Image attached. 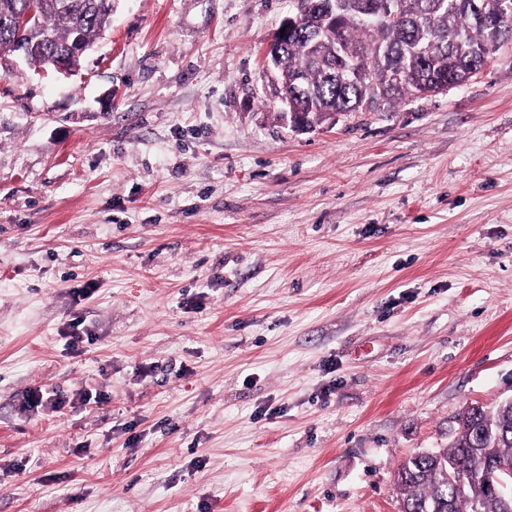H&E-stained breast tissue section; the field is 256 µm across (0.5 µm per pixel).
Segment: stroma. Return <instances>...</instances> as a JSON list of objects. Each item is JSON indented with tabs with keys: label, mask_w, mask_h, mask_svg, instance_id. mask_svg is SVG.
<instances>
[{
	"label": "stroma",
	"mask_w": 512,
	"mask_h": 512,
	"mask_svg": "<svg viewBox=\"0 0 512 512\" xmlns=\"http://www.w3.org/2000/svg\"><path fill=\"white\" fill-rule=\"evenodd\" d=\"M298 11L112 0L76 73L0 65V512H400L512 397V42L297 130Z\"/></svg>",
	"instance_id": "stroma-1"
}]
</instances>
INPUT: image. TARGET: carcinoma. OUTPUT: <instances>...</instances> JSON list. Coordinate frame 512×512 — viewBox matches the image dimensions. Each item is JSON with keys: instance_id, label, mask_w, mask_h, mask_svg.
Masks as SVG:
<instances>
[{"instance_id": "obj_1", "label": "carcinoma", "mask_w": 512, "mask_h": 512, "mask_svg": "<svg viewBox=\"0 0 512 512\" xmlns=\"http://www.w3.org/2000/svg\"><path fill=\"white\" fill-rule=\"evenodd\" d=\"M30 0H0V60L19 53L20 42L32 45L27 65L53 69L54 57L65 54L80 65L84 54L69 44L81 34L84 50L111 25L112 11L101 0H37V13L17 36V20ZM365 0H340L336 24L312 33L292 35L280 58L281 95L292 100L306 124L354 112L369 97V86L349 80L336 56L335 28L342 29L347 55L380 60L371 84L389 87L383 103L391 105L412 95L433 93L451 80L464 83L501 44L512 39V15L498 0H396L398 20L365 25L359 20ZM401 80L391 85L394 74ZM301 77L308 90L293 84ZM455 435L446 448L412 455L399 467L397 481L405 512H503L501 498L485 493L476 498L455 489L451 471L471 463V452L489 465L512 468V401L496 408L468 407L455 416Z\"/></svg>"}]
</instances>
